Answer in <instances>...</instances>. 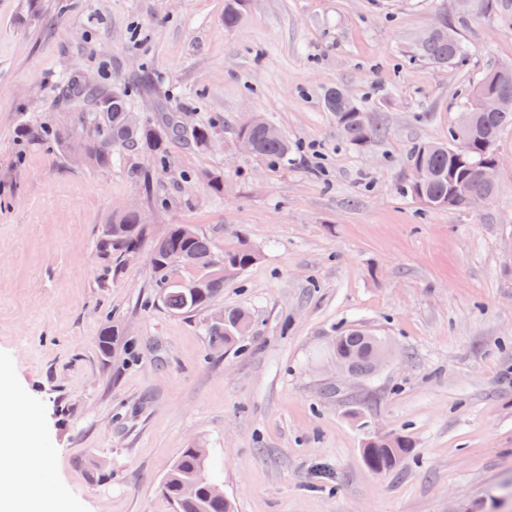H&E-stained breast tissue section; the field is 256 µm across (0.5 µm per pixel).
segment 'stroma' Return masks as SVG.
Listing matches in <instances>:
<instances>
[{
	"label": "stroma",
	"mask_w": 512,
	"mask_h": 512,
	"mask_svg": "<svg viewBox=\"0 0 512 512\" xmlns=\"http://www.w3.org/2000/svg\"><path fill=\"white\" fill-rule=\"evenodd\" d=\"M441 19L463 63L416 54ZM504 64L512 0H246L233 28L224 0H0V377L38 449L29 471L48 469L72 512H174L158 485L197 446L236 512H512V126L488 207L399 191L472 77ZM71 76L127 90L151 121L175 115L166 168L136 151L77 167L21 139L28 124L78 130ZM334 88L378 125L368 149L337 135ZM251 112L288 136L287 163L239 149ZM201 122L206 147L190 138ZM131 205L152 234L190 224L216 251L258 250L219 300L250 314L240 348L212 353L207 313L155 303L148 256L112 273L95 238ZM349 328L397 355L343 383L330 348ZM388 431L415 450L378 475L362 446Z\"/></svg>",
	"instance_id": "obj_1"
}]
</instances>
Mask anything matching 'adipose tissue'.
Listing matches in <instances>:
<instances>
[{
  "label": "adipose tissue",
  "instance_id": "ef3b65f1",
  "mask_svg": "<svg viewBox=\"0 0 512 512\" xmlns=\"http://www.w3.org/2000/svg\"><path fill=\"white\" fill-rule=\"evenodd\" d=\"M20 431L15 400L0 394V512H62L53 493L20 483L26 464V451L18 446Z\"/></svg>",
  "mask_w": 512,
  "mask_h": 512
}]
</instances>
